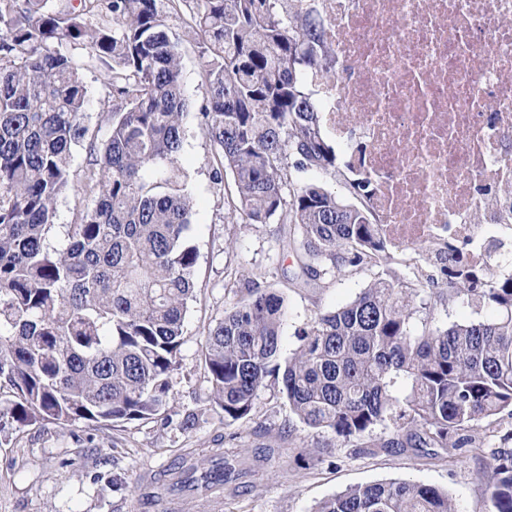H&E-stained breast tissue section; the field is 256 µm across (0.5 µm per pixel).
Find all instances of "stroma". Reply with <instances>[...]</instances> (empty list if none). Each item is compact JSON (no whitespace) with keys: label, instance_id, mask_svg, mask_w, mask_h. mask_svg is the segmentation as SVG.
Here are the masks:
<instances>
[{"label":"stroma","instance_id":"35a3bbf8","mask_svg":"<svg viewBox=\"0 0 512 512\" xmlns=\"http://www.w3.org/2000/svg\"><path fill=\"white\" fill-rule=\"evenodd\" d=\"M181 42V63L187 95L202 105L203 69L199 38L191 26V10L179 6L167 15ZM93 98L86 123L91 132L106 137L112 103L105 98L102 70L85 71ZM326 143L336 153V171L305 173L304 179L322 185L348 205H360L351 183V159L331 129H323ZM218 150L202 126L190 123L178 163L188 175L194 209L187 236L198 251V289L184 322L180 365L171 377V408L154 420L136 421L122 430H106L83 423L59 428L41 422L17 430H0V512H148L140 487L154 473L167 468L179 455L192 453L202 461L204 449L224 448L228 462L249 484L247 492L226 484L219 499L193 501L188 512H312L324 499L347 488L389 480L430 485L448 493L460 512H488L487 473L490 454L501 435L512 429V415L501 413L480 421L475 444L447 451L442 448L387 451L339 444L334 436L309 429L292 418L288 403L276 385L259 391L250 419L226 430L220 418L207 416L184 429L187 411L208 407L210 384L201 363V343L210 324L224 314L227 265L241 277L262 276L265 284L280 288L288 305L283 330V356L297 346L294 333L317 310H332L351 301L377 276L378 267H359L328 278L321 288H289L280 224H228L231 178L215 181ZM86 167L84 150H76L72 190L57 205L56 225L73 223L78 211L93 207V197L81 186ZM433 316L417 313L412 331L446 328L454 323L486 318L485 307L459 298L441 304L428 296ZM289 427L279 438L281 427Z\"/></svg>","mask_w":512,"mask_h":512}]
</instances>
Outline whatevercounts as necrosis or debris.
<instances>
[{
  "instance_id": "4bbe7bcc",
  "label": "necrosis or debris",
  "mask_w": 512,
  "mask_h": 512,
  "mask_svg": "<svg viewBox=\"0 0 512 512\" xmlns=\"http://www.w3.org/2000/svg\"><path fill=\"white\" fill-rule=\"evenodd\" d=\"M316 5L337 66L320 108L370 183L382 236H449L488 266L498 206L512 202V0Z\"/></svg>"
}]
</instances>
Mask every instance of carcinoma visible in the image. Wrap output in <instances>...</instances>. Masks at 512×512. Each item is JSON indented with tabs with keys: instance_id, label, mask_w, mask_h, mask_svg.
Segmentation results:
<instances>
[{
	"instance_id": "obj_1",
	"label": "carcinoma",
	"mask_w": 512,
	"mask_h": 512,
	"mask_svg": "<svg viewBox=\"0 0 512 512\" xmlns=\"http://www.w3.org/2000/svg\"><path fill=\"white\" fill-rule=\"evenodd\" d=\"M0 0V427L38 421L101 429L155 419L170 403L197 251L187 239L194 200L178 167L194 117L218 149L214 179H233L231 224L289 225L283 250L294 288H319L347 268L388 263L368 211L292 172L326 174L336 155L320 105L304 82L324 56L322 29L304 0H197L204 111L185 92L179 38L167 0ZM87 50L107 72L110 132L85 124ZM87 150L83 191L96 198L51 234L70 189L74 151ZM441 301L461 296L492 310L477 321L421 335L410 321L429 306L423 283L378 277L351 301L317 311L281 360L283 293L234 280L224 315L209 327L202 364L228 429L251 417L273 382L307 427L362 448H444L473 442L481 420L512 413V275L480 281L447 269ZM390 427L387 439L374 429ZM492 453L490 512H512V431ZM231 470L224 449L208 465L178 456L143 505L169 512L174 491L207 498ZM313 512H458L448 493L410 481L360 485Z\"/></svg>"
}]
</instances>
